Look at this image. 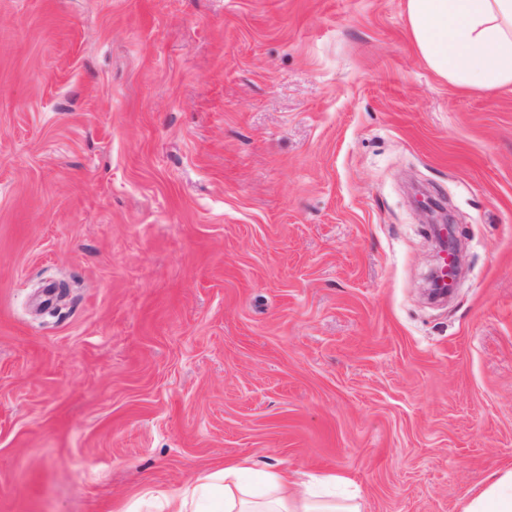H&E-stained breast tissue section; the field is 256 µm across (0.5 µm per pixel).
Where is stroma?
I'll return each instance as SVG.
<instances>
[{
	"label": "stroma",
	"mask_w": 512,
	"mask_h": 512,
	"mask_svg": "<svg viewBox=\"0 0 512 512\" xmlns=\"http://www.w3.org/2000/svg\"><path fill=\"white\" fill-rule=\"evenodd\" d=\"M244 457L361 512L512 469V87L441 79L405 0H0V512ZM421 205L427 223L432 227L435 251L453 252L459 256L460 244L452 234L447 207L441 200L432 198Z\"/></svg>",
	"instance_id": "35a3bbf8"
}]
</instances>
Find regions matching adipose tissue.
I'll list each match as a JSON object with an SVG mask.
<instances>
[{
  "instance_id": "ef3b65f1",
  "label": "adipose tissue",
  "mask_w": 512,
  "mask_h": 512,
  "mask_svg": "<svg viewBox=\"0 0 512 512\" xmlns=\"http://www.w3.org/2000/svg\"><path fill=\"white\" fill-rule=\"evenodd\" d=\"M414 45L448 84L482 89L512 86V0H406ZM342 477L291 480L287 471L257 468L245 457L156 497L159 512H198L199 502L219 497L222 512H360L337 497ZM462 512H512V469L495 476Z\"/></svg>"
}]
</instances>
